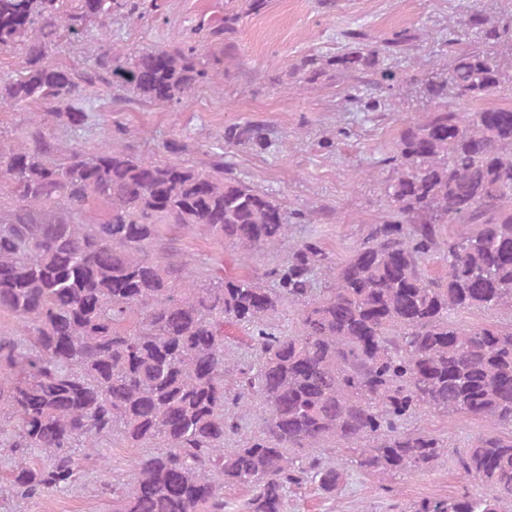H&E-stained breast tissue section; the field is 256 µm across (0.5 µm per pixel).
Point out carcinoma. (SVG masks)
Returning a JSON list of instances; mask_svg holds the SVG:
<instances>
[{"instance_id": "carcinoma-1", "label": "carcinoma", "mask_w": 512, "mask_h": 512, "mask_svg": "<svg viewBox=\"0 0 512 512\" xmlns=\"http://www.w3.org/2000/svg\"><path fill=\"white\" fill-rule=\"evenodd\" d=\"M141 0H0V105L35 106L0 131V452L8 487L26 502L70 490L104 446L138 450L127 478L100 485L112 512H287L293 487L336 493L355 468L396 479L439 463L446 445L410 427L424 412L491 424L457 455L466 484L400 512H512V108L463 111L512 84V19L476 7L457 21L478 46L448 38L445 76L397 75L416 39L354 33L333 56L295 67L298 85L331 71L375 90L412 83L434 108L404 123L385 159L390 219L369 224L344 258L314 236L288 242L285 206L235 176L211 151L202 167L147 156L112 137L90 149L60 133L89 124L82 102L118 87L169 108L218 72L204 47L112 52V18ZM100 40L93 60H50L64 38ZM227 144L270 147L248 124ZM105 209L90 223L92 202ZM200 235L239 253L245 274L193 260ZM438 264L435 272L429 263ZM293 309L296 329L277 323ZM500 310L465 327L453 316ZM248 333L238 357L224 325Z\"/></svg>"}]
</instances>
